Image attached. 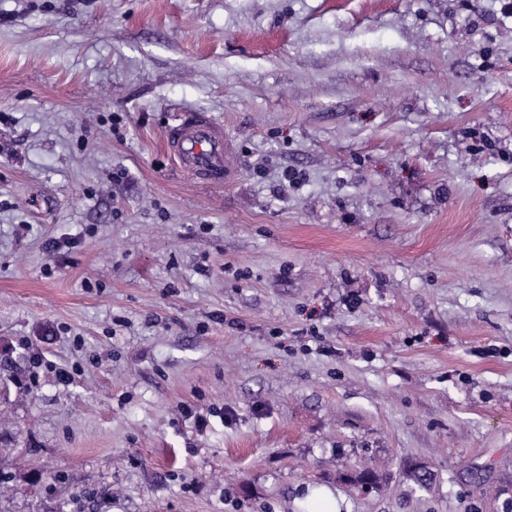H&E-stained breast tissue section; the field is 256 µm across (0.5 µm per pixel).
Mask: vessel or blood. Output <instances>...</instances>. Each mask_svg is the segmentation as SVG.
<instances>
[{"label": "vessel or blood", "mask_w": 512, "mask_h": 512, "mask_svg": "<svg viewBox=\"0 0 512 512\" xmlns=\"http://www.w3.org/2000/svg\"><path fill=\"white\" fill-rule=\"evenodd\" d=\"M166 148L180 169L197 183L221 187L233 182L236 166L221 122L189 113L166 131Z\"/></svg>", "instance_id": "b4317fda"}]
</instances>
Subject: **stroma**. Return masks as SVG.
<instances>
[{
	"instance_id": "obj_1",
	"label": "stroma",
	"mask_w": 512,
	"mask_h": 512,
	"mask_svg": "<svg viewBox=\"0 0 512 512\" xmlns=\"http://www.w3.org/2000/svg\"><path fill=\"white\" fill-rule=\"evenodd\" d=\"M187 112L231 185L167 154ZM504 476L512 0H0V512H501ZM166 148L196 183L223 187L233 182L236 166L224 140V125L202 113H189L166 130ZM399 467H401L407 487L412 493L429 490L437 479L436 471L422 468L417 458H401ZM386 480V473L379 470L373 464H368L362 468L357 469L344 468L336 471L337 482L352 486L357 489L359 485L369 483L372 488L368 485L360 487V490L364 494L369 493L374 489L376 490L380 488V486H382Z\"/></svg>"
}]
</instances>
